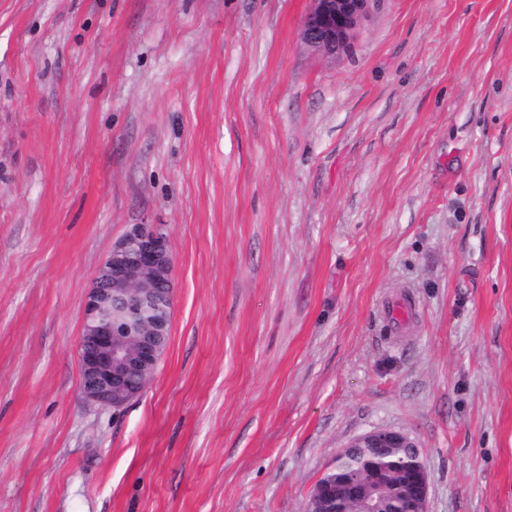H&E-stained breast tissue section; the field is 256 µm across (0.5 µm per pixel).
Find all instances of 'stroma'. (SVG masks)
Returning a JSON list of instances; mask_svg holds the SVG:
<instances>
[{
    "mask_svg": "<svg viewBox=\"0 0 512 512\" xmlns=\"http://www.w3.org/2000/svg\"><path fill=\"white\" fill-rule=\"evenodd\" d=\"M311 6L0 0V512H304L379 427L428 512H512V0H384L336 59ZM135 224L170 338L99 410L84 304Z\"/></svg>",
    "mask_w": 512,
    "mask_h": 512,
    "instance_id": "obj_1",
    "label": "stroma"
}]
</instances>
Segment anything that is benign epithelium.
<instances>
[{"instance_id": "benign-epithelium-1", "label": "benign epithelium", "mask_w": 512, "mask_h": 512, "mask_svg": "<svg viewBox=\"0 0 512 512\" xmlns=\"http://www.w3.org/2000/svg\"><path fill=\"white\" fill-rule=\"evenodd\" d=\"M383 0H313L301 26L302 42L327 55L341 54L362 21ZM172 256L160 224H135L99 267L84 305L78 345L80 396L88 404L118 409L139 394L161 359L169 336L165 308L173 304ZM409 436L389 428L364 433L340 451L370 448L382 456L365 473L373 493L364 496L360 478L318 479L308 500L310 512H427L430 486L421 453L405 469L385 458L397 448H415Z\"/></svg>"}]
</instances>
